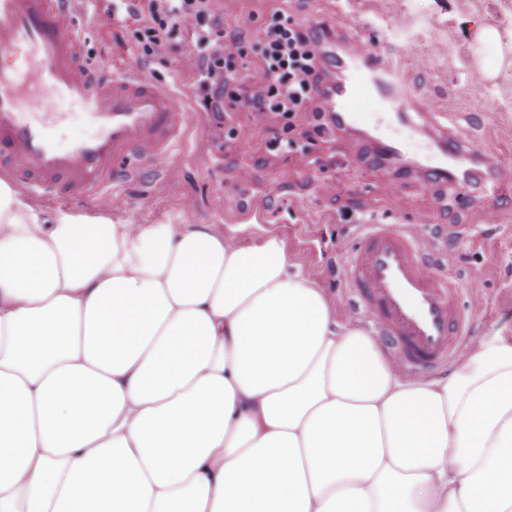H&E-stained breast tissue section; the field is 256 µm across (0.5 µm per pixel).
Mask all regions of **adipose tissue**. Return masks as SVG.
<instances>
[{"instance_id":"adipose-tissue-1","label":"adipose tissue","mask_w":512,"mask_h":512,"mask_svg":"<svg viewBox=\"0 0 512 512\" xmlns=\"http://www.w3.org/2000/svg\"><path fill=\"white\" fill-rule=\"evenodd\" d=\"M0 512H512V336L412 381L275 240L0 178Z\"/></svg>"}]
</instances>
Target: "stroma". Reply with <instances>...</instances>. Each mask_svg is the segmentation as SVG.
Here are the masks:
<instances>
[{
    "instance_id": "35a3bbf8",
    "label": "stroma",
    "mask_w": 512,
    "mask_h": 512,
    "mask_svg": "<svg viewBox=\"0 0 512 512\" xmlns=\"http://www.w3.org/2000/svg\"><path fill=\"white\" fill-rule=\"evenodd\" d=\"M342 7L341 0H223L219 12L227 29L253 40L274 11L331 27ZM483 27L512 47V0H364L352 6L344 34L389 52L401 81L428 102L426 121L457 125L465 141L496 155L512 174V66L500 65L496 54L477 53L475 37ZM135 31L125 17L84 26L82 56L111 69L139 63ZM172 46L165 59L147 66L155 82L191 110L190 33L176 32ZM477 57L496 70L495 79H470L469 63ZM281 125L272 113L207 114L189 129L166 171L145 170L116 183L113 217L133 224H220L237 245L277 240L326 288L343 322L351 313L339 257L353 241L355 224L371 217L407 224L427 214L447 240L449 272L472 282L462 296L472 340L496 331L512 336V198L500 202L499 221L489 223L478 194L414 171L416 136L397 159L381 158L371 135L337 127L316 138L310 152L285 153L272 145ZM283 172L287 181L268 195L267 185ZM325 181L334 183V192L319 193ZM247 209L265 213V223H246Z\"/></svg>"
}]
</instances>
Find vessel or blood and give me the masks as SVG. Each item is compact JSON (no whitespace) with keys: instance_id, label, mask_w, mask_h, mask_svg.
<instances>
[{"instance_id":"vessel-or-blood-1","label":"vessel or blood","mask_w":512,"mask_h":512,"mask_svg":"<svg viewBox=\"0 0 512 512\" xmlns=\"http://www.w3.org/2000/svg\"><path fill=\"white\" fill-rule=\"evenodd\" d=\"M69 0H0V155L17 188L36 198L109 203L112 184L134 166L164 168L193 124L139 65L108 73L81 57V33L67 10ZM325 70L331 73L329 111L337 125L351 127L361 113L382 119L380 151L401 153L398 128L426 103L400 85L388 60L353 41L343 44ZM87 129L65 143L58 129L70 114ZM432 146L418 166L426 178L465 185L473 161L496 173L483 208L496 221L501 199L512 196V178L497 162L466 144L460 129H419ZM419 224H362L346 256L341 280L350 310L379 337L384 350L407 376L423 379L454 362L463 350L469 323L460 306L461 281L449 273Z\"/></svg>"}]
</instances>
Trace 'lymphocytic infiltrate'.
<instances>
[{
    "label": "lymphocytic infiltrate",
    "mask_w": 512,
    "mask_h": 512,
    "mask_svg": "<svg viewBox=\"0 0 512 512\" xmlns=\"http://www.w3.org/2000/svg\"><path fill=\"white\" fill-rule=\"evenodd\" d=\"M136 10L146 20L136 32L141 59L163 58L174 33L191 30L197 65L193 95L201 111L278 113L285 136L277 146L283 150L291 144L299 113L313 112L323 124L333 123L321 74L326 62L322 28L277 13L262 36L247 42L226 30L213 0H138ZM250 66L260 79L247 93L239 87V76Z\"/></svg>",
    "instance_id": "1"
}]
</instances>
